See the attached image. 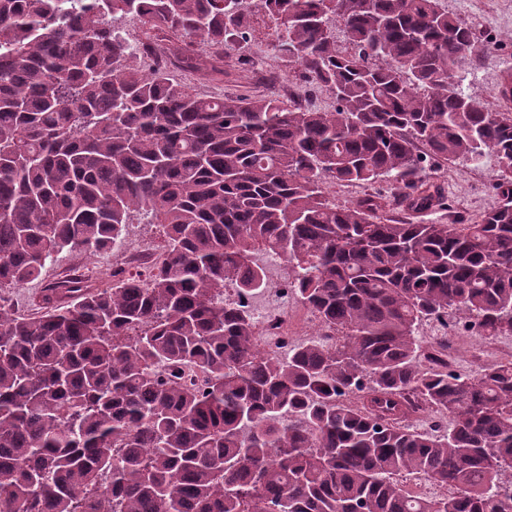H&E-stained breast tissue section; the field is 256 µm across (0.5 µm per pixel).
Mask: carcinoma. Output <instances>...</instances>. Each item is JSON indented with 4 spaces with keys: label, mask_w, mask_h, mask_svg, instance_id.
Masks as SVG:
<instances>
[{
    "label": "carcinoma",
    "mask_w": 512,
    "mask_h": 512,
    "mask_svg": "<svg viewBox=\"0 0 512 512\" xmlns=\"http://www.w3.org/2000/svg\"><path fill=\"white\" fill-rule=\"evenodd\" d=\"M69 2L0 0V291L114 250L136 219L163 258L141 279L52 282L36 316L0 304V512H512V360L418 363L429 318L512 335V112L462 90L473 28L439 0H256L278 55L335 94L322 112L193 94L164 64L142 72L112 24L177 31L170 56L222 75L220 48L248 43L243 0ZM429 158L493 160L500 204L412 224L379 193L322 195L325 177L387 180L409 212L444 208ZM261 253L336 337L259 348ZM427 412L452 427L418 430ZM405 474L448 493L412 495Z\"/></svg>",
    "instance_id": "carcinoma-1"
}]
</instances>
